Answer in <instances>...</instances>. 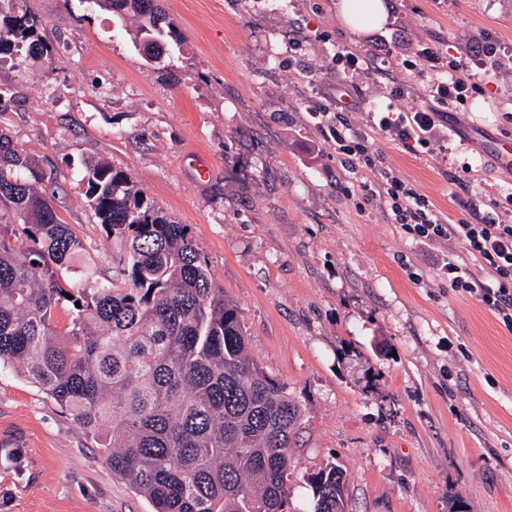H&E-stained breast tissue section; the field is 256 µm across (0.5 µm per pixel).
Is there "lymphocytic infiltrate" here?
Masks as SVG:
<instances>
[{
  "mask_svg": "<svg viewBox=\"0 0 512 512\" xmlns=\"http://www.w3.org/2000/svg\"><path fill=\"white\" fill-rule=\"evenodd\" d=\"M402 65L430 74L426 104L403 108L410 91L396 82L385 103L369 111L368 131L357 128L344 110L326 104L313 105L310 114L340 162L366 173V181L358 185L361 195L380 200L405 236L426 246L451 239L461 243V252L442 259L437 277L449 291L474 298L512 329V193L492 199L485 210L468 204L467 219L452 222L429 196L385 165L373 143L379 135L409 153H432L449 112L484 88L468 74L466 63L446 61L434 38L409 45Z\"/></svg>",
  "mask_w": 512,
  "mask_h": 512,
  "instance_id": "f902f5d3",
  "label": "lymphocytic infiltrate"
}]
</instances>
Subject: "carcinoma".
Returning <instances> with one entry per match:
<instances>
[{
  "label": "carcinoma",
  "instance_id": "obj_1",
  "mask_svg": "<svg viewBox=\"0 0 512 512\" xmlns=\"http://www.w3.org/2000/svg\"><path fill=\"white\" fill-rule=\"evenodd\" d=\"M21 2L0 0V56L49 52ZM93 2L135 18L151 60L182 40L162 0ZM81 182L112 240L109 275L76 266L84 245L56 213L55 177L0 131V369L68 412L153 512H289L300 407L249 354L188 225L107 161L84 164ZM306 483L313 512H346L341 469Z\"/></svg>",
  "mask_w": 512,
  "mask_h": 512
}]
</instances>
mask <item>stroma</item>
<instances>
[{
	"mask_svg": "<svg viewBox=\"0 0 512 512\" xmlns=\"http://www.w3.org/2000/svg\"><path fill=\"white\" fill-rule=\"evenodd\" d=\"M337 0H165L181 47L147 60L136 21L92 0H26L50 46L0 60V130L59 185L55 210L108 271L112 242L80 169L104 159L189 225L216 283L237 302L251 356L302 408L290 450L291 512H310L306 472L333 462L349 512H512V330L435 276L451 240L416 243L378 201L348 198L309 114L343 101L355 123L391 82L423 103L429 77L379 55L371 75L337 73V46L431 37L485 86L419 159L382 137L394 167L446 214L450 178L480 167L474 203L512 189L489 153L512 139V0H385L387 23L348 32ZM301 27L299 49L279 46ZM496 59L480 51L487 41ZM209 176L200 179L198 169ZM412 263L421 283L409 280ZM0 512H153L83 429L12 371L0 372Z\"/></svg>",
	"mask_w": 512,
	"mask_h": 512,
	"instance_id": "obj_1",
	"label": "stroma"
}]
</instances>
